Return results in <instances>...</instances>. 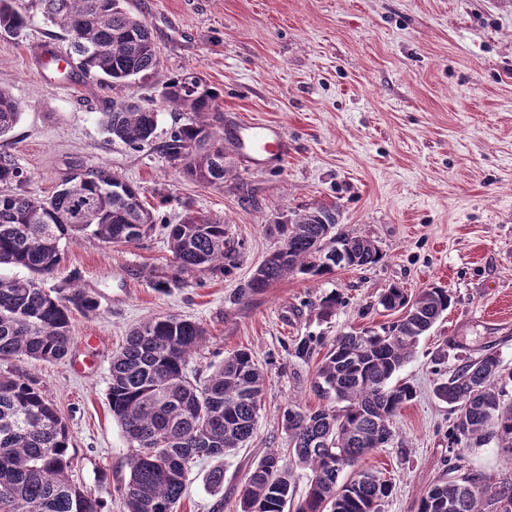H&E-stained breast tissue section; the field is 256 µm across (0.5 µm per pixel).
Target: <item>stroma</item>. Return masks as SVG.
Masks as SVG:
<instances>
[{
	"mask_svg": "<svg viewBox=\"0 0 512 512\" xmlns=\"http://www.w3.org/2000/svg\"><path fill=\"white\" fill-rule=\"evenodd\" d=\"M150 27L168 76L191 73L218 94L224 157L220 185L179 174L159 153L112 140L101 126L112 89L73 73L62 89L42 76L41 47L63 51L57 29L31 17L21 34L0 32V89L21 102L19 123L0 138L44 198L79 169L107 167L140 188L157 225L140 242L105 247L64 242L60 275L78 271L96 313H73L60 362L0 361V372L33 377L65 417L72 478L125 512L120 486L130 449L107 399L109 365L129 330L178 315L205 329L189 362L206 378L228 353L250 349L268 374L257 431L222 459L196 462L178 512H240V492L268 448L287 450L282 412L308 409L315 361L295 339L376 328L393 320L378 304L391 285L415 297L447 288L451 305L418 344L397 379L417 391L394 419L396 436L361 465L392 484L384 512H418L419 496L448 468V406L433 394L434 352L445 344L512 363V0H128ZM273 122L290 154L264 168L235 152L239 124ZM334 208L342 228L375 240L373 267L290 276L248 297L239 290L281 240L277 220L292 211ZM223 221L238 258L225 273H171L165 224L185 210ZM339 293L328 318L319 302ZM224 468V487L206 482Z\"/></svg>",
	"mask_w": 512,
	"mask_h": 512,
	"instance_id": "1",
	"label": "stroma"
}]
</instances>
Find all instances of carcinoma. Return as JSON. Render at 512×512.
<instances>
[{"instance_id":"cac0c4a2","label":"carcinoma","mask_w":512,"mask_h":512,"mask_svg":"<svg viewBox=\"0 0 512 512\" xmlns=\"http://www.w3.org/2000/svg\"><path fill=\"white\" fill-rule=\"evenodd\" d=\"M124 0H0V29L19 34L31 14L61 31L65 55L85 73L108 80L112 89L137 76L160 75L147 23ZM161 100L183 123L158 140V110L125 98L112 100L102 126L112 139L133 149L146 146L189 177L221 184L224 133L205 120L218 111V94L189 74L158 81ZM22 105L0 90V138L18 124ZM15 161L0 154V266L27 269L28 277H0V361L58 362L71 344V313L95 312L99 304L79 284L78 272L65 287L46 289L41 278L59 272L61 241L89 235L106 246L132 244L156 226L139 188L105 167L81 170L50 197H32ZM164 228L179 284L193 272H224L235 250L224 223L188 212ZM288 259L268 254L240 296L259 294L289 276H321L333 270L322 252L339 244L350 267L379 263L373 240L336 224V210L320 207L296 213L276 225ZM444 288H427L410 300L401 288L384 292L379 305L402 310L378 330L336 336L316 366L313 388L326 404L304 410L290 403L283 413L288 451L310 470L307 490L295 500L293 474L281 454L266 449L241 491V512H382L392 491L379 471L360 462L395 437L393 418L416 396L393 378L414 356L448 310ZM205 338L197 322L176 316L150 318L134 327L112 355L108 401L129 445V479L121 494L126 512H177L190 467L204 458L224 457L249 442L257 429L266 372L248 349L224 357L204 382L190 378L191 354ZM311 336L294 343L296 357L315 351ZM454 359L446 367L448 358ZM434 361L445 366L435 396L453 415L448 427L451 466L419 498V512H488L501 504L512 512V476L491 482L469 468L466 450L493 445L512 463V366L500 353L453 356L441 348ZM71 436L67 423L36 380L0 374V512H104L103 500L74 483L68 473ZM347 479H342L344 474Z\"/></svg>"}]
</instances>
